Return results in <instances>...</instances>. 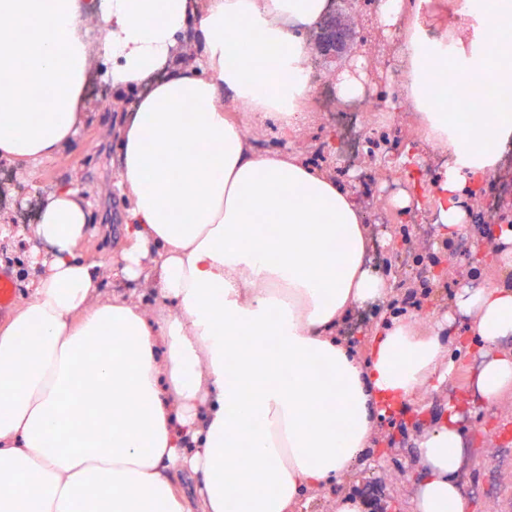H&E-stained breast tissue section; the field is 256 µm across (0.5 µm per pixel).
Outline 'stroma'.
Segmentation results:
<instances>
[{"label": "stroma", "instance_id": "stroma-1", "mask_svg": "<svg viewBox=\"0 0 512 512\" xmlns=\"http://www.w3.org/2000/svg\"><path fill=\"white\" fill-rule=\"evenodd\" d=\"M424 2L421 20L430 36L465 38V31L449 27L457 12V0ZM91 66L87 119L72 146L42 161L33 170L19 163L10 166L14 171L12 207L0 208V271L10 276L14 295L8 308H0V323L8 312L26 303L30 297L27 286L39 274L38 268L30 263L31 253L41 247L32 228V200L62 186L83 196L90 208L92 224L87 237L78 246V253L97 267L102 291L133 298L148 312L159 304L156 289L116 277L112 271V261L125 244L124 212L128 200L118 185V149L111 136L115 115L105 104L110 87L106 79L110 64L96 55ZM334 66V60L330 59L325 67H314L313 73L321 79L322 85L300 134L282 138L279 132L254 126L250 115L241 110L236 113L238 120L271 149H279L286 143L306 158L311 156L315 145L329 141V149L319 162L320 168L338 180L356 181V194L361 198L366 197L368 188L372 187L385 195L387 204H394L397 194L391 186L403 182L402 158L411 152L416 155L422 184L428 186L436 181L432 160L440 151L420 136L408 112L395 113L385 127L400 150V158L394 159L385 172L362 169L360 155L348 151L346 133L339 125L345 111L341 96L334 84L324 79L326 69ZM502 270L503 259L497 256L479 267L473 276L447 277L443 288L417 292L420 305L416 308L401 306V290L389 289L384 300L355 307L336 334L357 356L363 357L368 353L375 328L383 319L398 316L410 320L419 332L431 333L430 310L450 311L452 298L459 289L474 283L482 288L499 283ZM440 342L442 364L449 369L445 384L422 390L405 407L378 413L374 436L361 463L331 486L306 490L303 512H338L342 500L360 498L363 490L372 486L381 492L377 512H413L418 442L432 419L444 412L449 398L468 395V379L481 361V351L471 337L466 336L463 322H456L453 329L443 332ZM462 420L467 429L462 485L468 512H487L491 504L495 505L496 512H512V391L492 405H472L463 413Z\"/></svg>", "mask_w": 512, "mask_h": 512}]
</instances>
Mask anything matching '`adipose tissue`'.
<instances>
[{
	"mask_svg": "<svg viewBox=\"0 0 512 512\" xmlns=\"http://www.w3.org/2000/svg\"><path fill=\"white\" fill-rule=\"evenodd\" d=\"M102 3L95 45L81 0H0V101L18 105L0 113V157L34 166L72 143L93 56L114 86H143L112 132L130 200L115 267L131 280L158 271L161 305L150 315L102 293L76 254L83 197L38 198L44 272L0 329V512H185L183 467L201 477L203 512H297L305 489L353 469L376 411L431 386L448 323L424 335L392 321L363 360L344 346L339 323L387 290L368 267L367 215L336 178L294 149L259 147L231 114L244 106L258 126L300 131L318 86L294 29L329 0ZM193 12L203 46L182 68L173 50ZM458 17L470 34L456 57L421 22L404 39L405 93L448 158L431 197L452 231L465 192L512 143V0H467ZM472 89L508 111H449ZM454 305L482 342L471 391L494 403L512 387V353L498 348L512 285L461 289ZM460 409L421 438L414 512H466Z\"/></svg>",
	"mask_w": 512,
	"mask_h": 512,
	"instance_id": "ef3b65f1",
	"label": "adipose tissue"
}]
</instances>
